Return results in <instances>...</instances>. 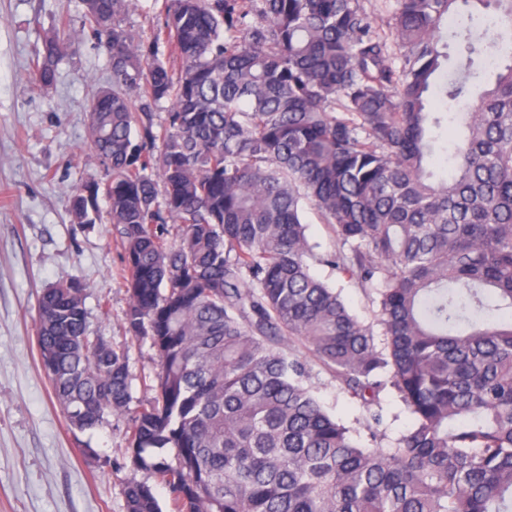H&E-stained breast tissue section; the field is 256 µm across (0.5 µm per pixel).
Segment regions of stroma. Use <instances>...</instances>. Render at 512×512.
I'll use <instances>...</instances> for the list:
<instances>
[{
    "label": "stroma",
    "mask_w": 512,
    "mask_h": 512,
    "mask_svg": "<svg viewBox=\"0 0 512 512\" xmlns=\"http://www.w3.org/2000/svg\"><path fill=\"white\" fill-rule=\"evenodd\" d=\"M82 15V0H0V512H126V485L156 482L125 464L129 414L109 415L91 431L70 428L36 343L40 292L78 279L87 286L90 335L128 350L134 401L152 395L145 381L158 356L126 329L121 242L110 224H75L68 211L72 190L99 170L86 115L111 81L107 57L78 38L51 88L34 76L44 36L62 24L80 30ZM313 271L356 316L374 321L356 279L324 264ZM312 383L326 407L364 431L359 404L328 371L315 369Z\"/></svg>",
    "instance_id": "stroma-1"
}]
</instances>
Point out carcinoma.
Returning <instances> with one entry per match:
<instances>
[{"instance_id":"carcinoma-1","label":"carcinoma","mask_w":512,"mask_h":512,"mask_svg":"<svg viewBox=\"0 0 512 512\" xmlns=\"http://www.w3.org/2000/svg\"><path fill=\"white\" fill-rule=\"evenodd\" d=\"M83 5L111 84L87 114L104 177L69 211L94 224L108 198L125 324L159 358L127 465L170 512H512V0H396L384 29L363 0H165L147 42L129 0ZM73 37L42 41L41 87ZM305 202L333 252L314 253ZM315 262L373 290L376 324ZM85 290L44 289L36 326L79 431L132 399ZM316 365L361 403L365 438L324 408ZM384 394L409 415L385 447ZM125 500L162 512L144 483Z\"/></svg>"}]
</instances>
